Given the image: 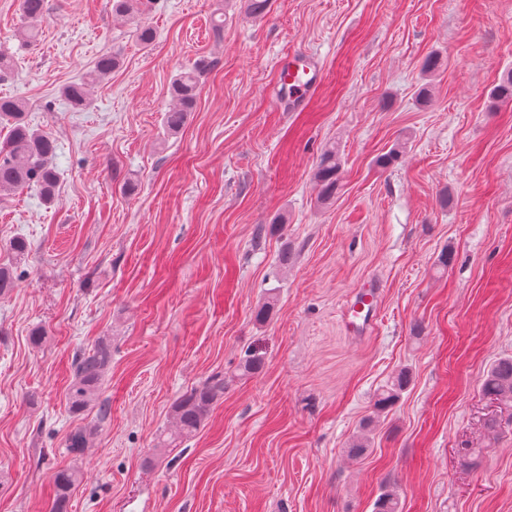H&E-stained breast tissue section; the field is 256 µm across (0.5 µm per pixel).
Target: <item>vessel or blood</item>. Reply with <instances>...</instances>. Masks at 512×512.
Segmentation results:
<instances>
[{"label": "vessel or blood", "instance_id": "1", "mask_svg": "<svg viewBox=\"0 0 512 512\" xmlns=\"http://www.w3.org/2000/svg\"><path fill=\"white\" fill-rule=\"evenodd\" d=\"M279 80L274 100L282 111L302 109L317 92L323 73L318 60L305 50L298 49L278 62ZM377 287L361 289L349 307L348 323L370 324L376 314Z\"/></svg>", "mask_w": 512, "mask_h": 512}]
</instances>
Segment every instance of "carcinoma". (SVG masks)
I'll list each match as a JSON object with an SVG mask.
<instances>
[{"instance_id": "obj_1", "label": "carcinoma", "mask_w": 512, "mask_h": 512, "mask_svg": "<svg viewBox=\"0 0 512 512\" xmlns=\"http://www.w3.org/2000/svg\"><path fill=\"white\" fill-rule=\"evenodd\" d=\"M140 0H112V12L127 16L133 22V33L141 45L150 46L156 32L148 25L137 21L134 9ZM46 10V0H20V11L24 25L20 37L27 44L37 41L39 26ZM218 62L202 57L192 67L181 71L170 85V95L175 106L164 115V126L168 133H178L186 124L189 112L194 110L200 77L215 68ZM120 66L117 57L109 54L99 56L89 77L79 83H72L63 89L65 99L74 110H81L89 100L90 83L109 76ZM491 96L499 100L512 101V71L503 73ZM27 104L18 98H0V124L8 128L6 138L0 142V198L15 195L35 185L41 189L47 200L55 196L57 174L52 160L57 143L52 135L33 129L25 120ZM340 157L335 146L323 150L316 168V178L321 186V201L326 203L334 198L337 189V175ZM112 364V344L107 340L97 342L90 349L76 355L72 380L67 390V400L74 411H82L96 403L106 370ZM409 373L399 371L377 394L375 409L379 413L388 410L406 389ZM485 396L500 402H512V358H503L492 365L483 381ZM224 395V376L216 375L203 385L195 387L178 398L172 406L175 420L173 430L165 433L159 447L174 448L183 440L193 436L206 420L212 405ZM371 422L361 427L348 453L360 458L369 449L365 431ZM88 442L87 429L78 427L71 431L67 448L75 454L82 452ZM81 482L80 471L61 468L54 473L55 499L52 512H68L70 497ZM375 512H401L398 492L389 488L382 492L375 502Z\"/></svg>"}]
</instances>
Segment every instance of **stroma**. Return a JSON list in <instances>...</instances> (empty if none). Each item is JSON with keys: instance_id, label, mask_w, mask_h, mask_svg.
<instances>
[{"instance_id": "35a3bbf8", "label": "stroma", "mask_w": 512, "mask_h": 512, "mask_svg": "<svg viewBox=\"0 0 512 512\" xmlns=\"http://www.w3.org/2000/svg\"><path fill=\"white\" fill-rule=\"evenodd\" d=\"M142 20L147 48L109 0H47L29 46L18 0H0V96L56 138L59 176L54 201H0V265L21 274L0 298V512H51L65 466L83 474L70 512H374L392 486L402 512H512V405L481 389L512 357V101L491 97L512 70V0H271L259 20L241 0H153ZM296 48L324 78L284 112L271 90ZM104 53L120 68L73 110L63 87ZM202 56L219 64L167 134L170 82ZM330 144L342 166L324 205ZM372 278L375 324L349 335ZM102 339L100 423L65 395L75 354ZM251 354L264 365L246 375ZM216 374L199 431L158 447L174 401ZM369 419L367 454L349 458ZM340 168V157L336 146L323 150L316 168V178L321 186V201L327 203L336 195L337 175ZM409 381V373L406 370H400L390 383L386 384L377 394L375 401L377 413H384L388 410L398 400L402 391L406 389Z\"/></svg>"}]
</instances>
